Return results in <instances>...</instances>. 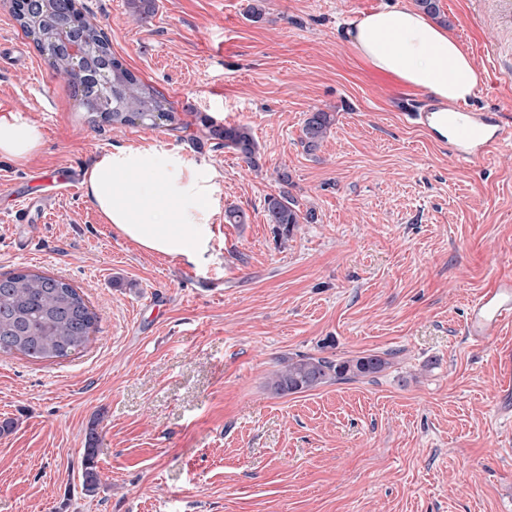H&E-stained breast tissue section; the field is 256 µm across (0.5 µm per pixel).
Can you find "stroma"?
I'll return each mask as SVG.
<instances>
[{
    "mask_svg": "<svg viewBox=\"0 0 512 512\" xmlns=\"http://www.w3.org/2000/svg\"><path fill=\"white\" fill-rule=\"evenodd\" d=\"M113 53L164 94L181 131L92 120L0 0V117L43 132L0 184L32 201L0 214V275L80 288L88 346L36 361L0 353V512H512V420L497 406L512 323L476 341L469 306L512 277V149L469 165L415 126L420 94L365 70L345 20L399 0H82ZM486 73L467 106L512 126V0H439ZM334 122L300 143L307 114ZM251 127L259 170L207 141L200 116ZM114 145L179 154L211 175L212 259L148 253L84 190L41 199L32 179L87 169ZM317 220L281 239L265 195ZM245 224L224 220L227 207ZM292 354L388 356L381 373L286 396L266 382ZM97 433L100 487H82ZM333 123L330 112L316 109L308 114L302 127L301 144L307 152H313L319 148L326 138Z\"/></svg>",
    "mask_w": 512,
    "mask_h": 512,
    "instance_id": "stroma-1",
    "label": "stroma"
}]
</instances>
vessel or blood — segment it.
Segmentation results:
<instances>
[{
    "label": "vessel or blood",
    "instance_id": "1",
    "mask_svg": "<svg viewBox=\"0 0 512 512\" xmlns=\"http://www.w3.org/2000/svg\"><path fill=\"white\" fill-rule=\"evenodd\" d=\"M416 117L424 125L447 120L448 147L454 158L468 164L486 158L495 149L512 144V129L501 126L493 112H455L445 116L422 105ZM512 320V279L502 278L476 297L469 308L465 332L481 341Z\"/></svg>",
    "mask_w": 512,
    "mask_h": 512
}]
</instances>
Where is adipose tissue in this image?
<instances>
[{"label":"adipose tissue","instance_id":"1","mask_svg":"<svg viewBox=\"0 0 512 512\" xmlns=\"http://www.w3.org/2000/svg\"><path fill=\"white\" fill-rule=\"evenodd\" d=\"M343 34L370 71L449 107L468 103L484 83L483 71L448 28L418 7L380 8L346 21ZM42 143L37 124L0 120V157L25 160ZM85 193L106 222L141 249L207 262L217 188L190 161L145 147H113L90 164Z\"/></svg>","mask_w":512,"mask_h":512}]
</instances>
